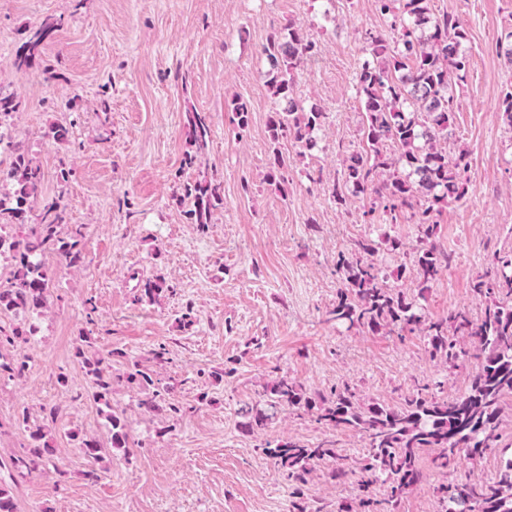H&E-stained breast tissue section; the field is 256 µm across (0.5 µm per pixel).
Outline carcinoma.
I'll return each instance as SVG.
<instances>
[{
  "instance_id": "carcinoma-1",
  "label": "carcinoma",
  "mask_w": 512,
  "mask_h": 512,
  "mask_svg": "<svg viewBox=\"0 0 512 512\" xmlns=\"http://www.w3.org/2000/svg\"><path fill=\"white\" fill-rule=\"evenodd\" d=\"M376 10L390 19L389 29L367 32L371 59L358 76L363 95L364 125L360 150L343 160L341 183L333 185L332 197L344 205L351 198H368L363 212L368 224L394 222L406 212L417 231L419 248L397 267V276L418 288L392 287L382 261L381 249L400 252L399 240L382 234L357 239L348 252L337 255L334 272L340 282L336 304L327 312V321L346 323L372 334L403 337L418 333L427 341L432 357L452 366L476 361V374L461 396L444 394L445 382L416 385L398 407L364 403L355 388L345 384L327 394L307 392L297 380L281 375L265 392V397L242 410L250 430H264L275 410L291 408L316 414V420L332 430H356L365 439V454L356 463L338 453L330 441L315 446L292 439L267 443L264 454L283 471L292 488L290 512H322L305 497L304 487L321 461L334 463L330 477L342 483L354 479L358 495L338 508V512H397L405 493L424 477L420 466L424 454L432 457L436 471L448 472L462 458L473 460L498 446L500 417L505 401L512 398V249L495 255L490 266L473 281V295L486 302L481 316L469 310L448 311L445 319H432L422 301L425 292L450 263V256L436 243L437 216L450 203L467 194L465 175L469 153L458 150L448 156L453 138L452 114L455 94L452 79H466L470 59L463 47L465 32L458 18L436 14L431 0H375ZM57 28L43 23L32 30L13 61L18 70L32 66L44 42ZM318 52L314 42L291 31L288 37L275 36L263 47L270 64L266 84L280 109L271 113L268 133L272 148L270 182L285 192L288 178L286 159L278 150L288 139L299 148L298 155L316 147L315 133L325 113L320 107L294 96L295 74ZM19 103L13 94L0 89V254L8 248L13 270L0 284V312L35 313L47 307L50 277L45 258L53 255L59 264L74 267L81 263L78 234L63 235L68 207L62 196L44 195V173L25 152L8 140L6 129ZM238 127L249 125L247 101H232ZM186 137L193 152L184 163L194 164L205 150L210 125L202 112L186 113ZM191 198V223L200 227L212 223L214 211L224 204L221 185L199 180L185 186ZM39 208V223L25 235L8 237L1 231L28 221ZM164 278H147L140 284L141 295L150 301L168 289ZM90 337H78L76 354L93 379L95 402L112 409V353L86 357ZM111 444L127 448L129 433L118 415L107 414ZM28 452L14 458L17 472L32 473L52 461L55 449L40 428L30 431ZM78 447L94 462L103 459L105 449L94 439L80 438ZM381 486L385 498L376 497ZM435 493L440 512H512V456L502 460L496 477L476 482L467 477L441 483Z\"/></svg>"
}]
</instances>
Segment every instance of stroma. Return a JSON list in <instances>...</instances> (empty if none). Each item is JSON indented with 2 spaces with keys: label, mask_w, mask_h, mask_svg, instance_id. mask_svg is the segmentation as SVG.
<instances>
[{
  "label": "stroma",
  "mask_w": 512,
  "mask_h": 512,
  "mask_svg": "<svg viewBox=\"0 0 512 512\" xmlns=\"http://www.w3.org/2000/svg\"><path fill=\"white\" fill-rule=\"evenodd\" d=\"M468 34L470 70L455 87V136L449 151L470 153L468 193L438 217L437 244L452 259L426 293L431 316L465 306L480 313L473 276L512 249V132L498 107L512 89V0H432ZM335 16V23L323 20ZM57 28L40 60L19 71L15 54L44 19ZM374 0H0V89L20 103L10 134L44 173L47 195H63L69 229H80L83 259L64 268L48 259L50 305L29 321L27 340L0 347L26 361L22 375L0 373V481L18 512H289L290 489L262 452L283 438L313 445L335 440L361 458L354 431L336 432L314 414L282 412L267 429H242V410L286 372L308 392L342 383L367 400L401 402L412 379H447L462 394L472 366L452 370L431 358L421 336L376 335L325 322L336 302L338 252L356 238L387 233L407 252L418 247L407 217L365 223L360 199L336 205L333 184L345 156L362 144L357 75L370 58L367 31L386 28ZM314 41L317 55L295 76L294 93L326 118L318 146L299 155L289 140L288 190L267 179L268 119L278 108L264 74L263 48L284 28ZM250 106L247 129L231 110ZM206 113L208 146L190 167L187 110ZM53 123L66 142L46 137ZM67 181H59L60 170ZM220 182L224 205L211 224H192L187 184ZM165 276L159 301H139L142 280ZM191 314V324L181 321ZM88 335L112 355L110 407L90 396L92 382L75 355ZM169 363L151 384L128 383L154 350ZM154 399L158 412L141 407ZM119 413L128 450L111 447L107 411ZM28 423H21V416ZM41 426L57 450L58 471L14 476L11 461ZM111 448L95 463L69 431ZM316 466L305 488L324 512L355 497L354 483Z\"/></svg>",
  "instance_id": "obj_1"
}]
</instances>
